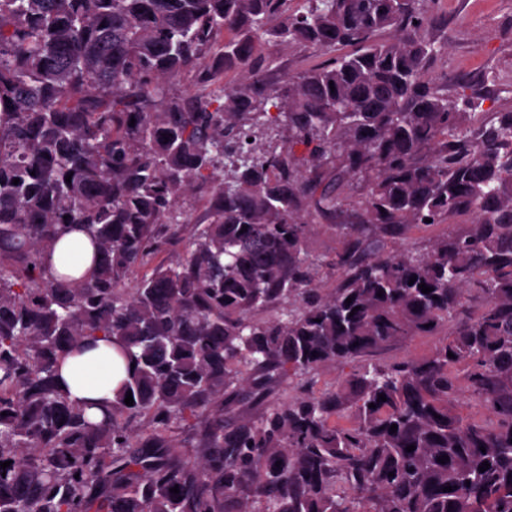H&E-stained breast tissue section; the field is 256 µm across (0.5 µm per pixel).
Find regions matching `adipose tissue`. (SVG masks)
Segmentation results:
<instances>
[{
  "instance_id": "obj_1",
  "label": "adipose tissue",
  "mask_w": 512,
  "mask_h": 512,
  "mask_svg": "<svg viewBox=\"0 0 512 512\" xmlns=\"http://www.w3.org/2000/svg\"><path fill=\"white\" fill-rule=\"evenodd\" d=\"M126 373V363L104 340L97 341L84 355L67 357L60 371L71 400L78 403L112 399L114 388Z\"/></svg>"
}]
</instances>
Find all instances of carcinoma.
<instances>
[{"instance_id": "1", "label": "carcinoma", "mask_w": 512, "mask_h": 512, "mask_svg": "<svg viewBox=\"0 0 512 512\" xmlns=\"http://www.w3.org/2000/svg\"><path fill=\"white\" fill-rule=\"evenodd\" d=\"M305 2L0 0V512H512V112L428 72L427 0ZM266 43L325 60L278 85ZM466 304L429 358L281 394ZM100 337L135 367L78 404L60 362ZM342 241L334 231L321 229L308 237V247L316 253L332 257L342 248Z\"/></svg>"}]
</instances>
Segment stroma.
Here are the masks:
<instances>
[{"instance_id":"1","label":"stroma","mask_w":512,"mask_h":512,"mask_svg":"<svg viewBox=\"0 0 512 512\" xmlns=\"http://www.w3.org/2000/svg\"><path fill=\"white\" fill-rule=\"evenodd\" d=\"M432 34L445 47L429 64L432 75L466 78L485 97L488 112H512V0H433ZM495 80H486L487 72ZM434 336H409L347 364H328L314 376L311 391L346 381L365 365H386L430 356Z\"/></svg>"}]
</instances>
